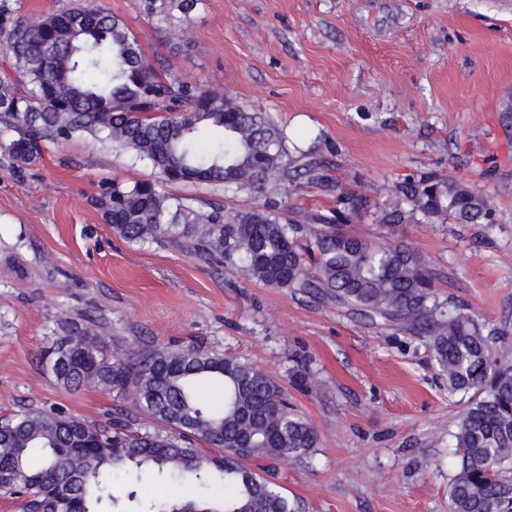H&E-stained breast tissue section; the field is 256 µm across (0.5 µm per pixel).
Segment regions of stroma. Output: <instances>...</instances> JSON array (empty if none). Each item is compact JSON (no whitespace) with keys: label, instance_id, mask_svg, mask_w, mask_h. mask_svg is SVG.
<instances>
[{"label":"stroma","instance_id":"1","mask_svg":"<svg viewBox=\"0 0 512 512\" xmlns=\"http://www.w3.org/2000/svg\"><path fill=\"white\" fill-rule=\"evenodd\" d=\"M101 3L172 78L265 113L377 205L422 171L490 197L491 224L350 230L410 245L438 272L440 296L500 331L512 359V0H202L175 38L144 0ZM70 4L0 0V23ZM152 176L89 135L46 144L24 166L0 150V415L32 405L105 424L131 408L107 389L65 390L42 366L59 319L90 316L108 346L194 344L286 384L318 433L307 462L276 464L303 512H448L469 396L449 392L430 348L192 248L123 240L94 200ZM297 353L327 391L288 386Z\"/></svg>","mask_w":512,"mask_h":512}]
</instances>
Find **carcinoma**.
<instances>
[{
	"label": "carcinoma",
	"mask_w": 512,
	"mask_h": 512,
	"mask_svg": "<svg viewBox=\"0 0 512 512\" xmlns=\"http://www.w3.org/2000/svg\"><path fill=\"white\" fill-rule=\"evenodd\" d=\"M198 0H145L177 35ZM29 89L0 79V123L19 131L0 149L21 164L43 144L89 134L159 180L114 182L96 200L105 223L129 242L192 244L201 256L272 288L318 298L376 326L425 339L451 392L472 391L455 435L457 470L448 512H512V363L493 357L497 331L463 304L440 298L437 273L405 244L353 234L348 224H490L493 207L473 187L424 172L396 187L387 208L332 184L328 162L299 148L234 96L167 77L123 18L92 0L18 22L0 45ZM303 178L336 191V208L285 216L288 184ZM251 191L263 205L227 211L167 195L164 183ZM53 341L73 343L54 377L67 390L110 388L164 424L152 432L122 408L103 425L52 409L0 417V492L22 512H98L112 481H147L143 512H298L266 461H304L315 427L288 405L281 385L236 357L194 346L108 350L96 322L64 321ZM289 381L325 384L310 360L292 358Z\"/></svg>",
	"instance_id": "cac0c4a2"
}]
</instances>
